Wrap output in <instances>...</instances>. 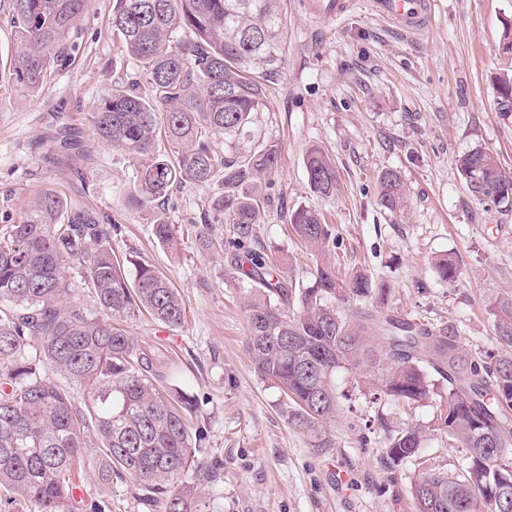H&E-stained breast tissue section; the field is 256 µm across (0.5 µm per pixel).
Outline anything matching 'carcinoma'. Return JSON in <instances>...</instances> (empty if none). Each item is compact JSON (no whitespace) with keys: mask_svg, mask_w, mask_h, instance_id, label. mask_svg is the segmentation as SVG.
Instances as JSON below:
<instances>
[{"mask_svg":"<svg viewBox=\"0 0 512 512\" xmlns=\"http://www.w3.org/2000/svg\"><path fill=\"white\" fill-rule=\"evenodd\" d=\"M88 0H8L18 49L9 76L37 92L51 70L71 64L70 43ZM112 32L138 63L140 87L114 88L91 113L97 137L140 163L136 203L144 206L180 184L208 185L224 176L214 205L232 225L225 245L234 267L251 283L248 348L258 373L289 399L288 421L313 431L336 415V368L370 369L376 393L402 402L429 398L431 374L448 382L439 427L448 446L465 448L458 468L419 462L411 483L416 512H512V295L492 306L498 348L467 350L453 324L426 325L372 314L340 313L327 299L384 297L387 285L355 273L336 276V240L319 212L299 207L289 224L321 257L304 287L285 275L278 250L257 242L262 223L253 185L278 164L269 145L240 159L211 149L208 135L240 137L261 110L269 85L285 66L281 0H112ZM177 151L155 153L159 132ZM313 193L337 191L336 167L318 147L304 158ZM478 202L512 207V172L481 147L456 160ZM379 205L398 215L407 207L401 175L379 178ZM118 226L100 213L74 207L53 189L40 191L17 224L0 229V495L33 512H112L104 499L76 497L77 463L87 460L99 482L132 480L146 506L164 512H204L197 483L217 479L205 455L206 432L193 423L194 403L173 387L177 369L144 349L122 323L147 313L179 328L185 308L178 289L146 261L135 279L112 250ZM89 262L86 287L107 316L103 321L71 300L65 268ZM441 281L459 275L449 256L435 261ZM89 396L85 408L71 388ZM421 431L389 438L387 459L397 466L418 459Z\"/></svg>","mask_w":512,"mask_h":512,"instance_id":"cac0c4a2","label":"carcinoma"}]
</instances>
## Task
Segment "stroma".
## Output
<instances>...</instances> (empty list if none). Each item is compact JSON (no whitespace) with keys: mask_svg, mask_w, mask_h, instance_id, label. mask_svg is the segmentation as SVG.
<instances>
[{"mask_svg":"<svg viewBox=\"0 0 512 512\" xmlns=\"http://www.w3.org/2000/svg\"><path fill=\"white\" fill-rule=\"evenodd\" d=\"M431 23L406 34L356 0L340 19L310 14L306 0H282L284 74L271 85L248 136H210L211 147L238 158L264 146L281 149L277 170L262 176L257 200L265 216L257 235L292 259L291 275L310 285L316 258L292 234L288 214L306 206L322 212L339 242L341 271H364L390 289L379 316L458 327L464 348H497L489 308L512 295V208L490 207L467 192L455 159L474 147L512 169V103L496 78L512 70L501 34L512 23V0H434ZM112 0H89L73 40L71 65L48 76L39 93L19 90L0 70V225L16 223L38 191L52 188L74 206L109 216L119 230V259L153 264L180 290L183 327L172 330L146 315L126 324L148 350L161 349L177 366L179 387L207 429V451L223 462L216 482L197 497L216 512H415L409 488L414 461L390 466L388 435L422 432L420 455L454 470L462 451L448 445L431 399L404 403L374 397L365 375L338 368L335 418L313 433L291 425L278 387L256 370L246 348L251 289L238 280L230 253L202 247L197 231L211 222L221 180L184 185L142 207L132 198L139 165L99 142L90 114L115 86L139 77L134 60L107 18ZM71 130L84 155L79 170L59 163V134ZM325 149L338 173L335 195L308 185L303 158ZM398 171L409 192L404 216L378 204V176ZM174 231V246L155 238V217ZM459 261L455 283L442 282L430 261Z\"/></svg>","mask_w":512,"mask_h":512,"instance_id":"obj_1","label":"stroma"}]
</instances>
